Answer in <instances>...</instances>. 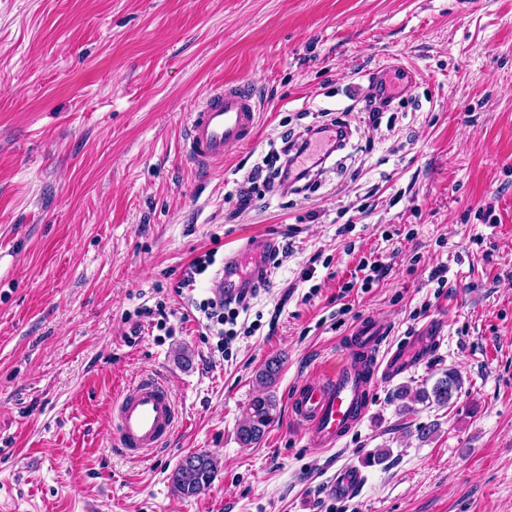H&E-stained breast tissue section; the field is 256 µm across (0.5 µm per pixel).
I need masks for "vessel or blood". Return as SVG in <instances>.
<instances>
[{
  "mask_svg": "<svg viewBox=\"0 0 512 512\" xmlns=\"http://www.w3.org/2000/svg\"><path fill=\"white\" fill-rule=\"evenodd\" d=\"M258 102L238 82L214 88L190 114L183 145L185 158L200 168L222 159L226 148L251 142L258 127ZM278 244L271 238L248 242L243 252L225 256L216 277L217 295H249L268 274V255ZM388 333L377 321L361 320L336 362L324 366L313 380L298 385L289 399L290 417L314 446L332 449L366 415L376 382L400 366L398 352L387 346ZM113 420L121 452L143 459L165 446L175 432L179 414L170 388L144 375L114 401ZM363 475L347 466L329 481L332 495H351Z\"/></svg>",
  "mask_w": 512,
  "mask_h": 512,
  "instance_id": "obj_1",
  "label": "vessel or blood"
}]
</instances>
